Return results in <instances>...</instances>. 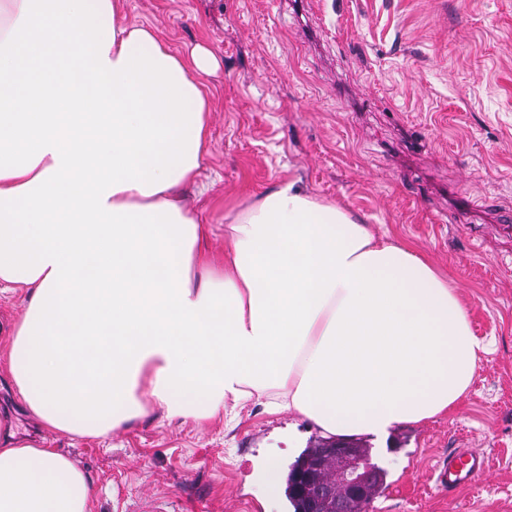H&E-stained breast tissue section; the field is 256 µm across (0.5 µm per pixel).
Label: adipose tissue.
<instances>
[{
	"label": "adipose tissue",
	"mask_w": 512,
	"mask_h": 512,
	"mask_svg": "<svg viewBox=\"0 0 512 512\" xmlns=\"http://www.w3.org/2000/svg\"><path fill=\"white\" fill-rule=\"evenodd\" d=\"M124 0H0V288L36 428L105 436L262 402L327 436H386L457 406L485 347L447 278L291 180L224 226L185 197L216 68ZM87 473L0 425V512H92Z\"/></svg>",
	"instance_id": "adipose-tissue-1"
}]
</instances>
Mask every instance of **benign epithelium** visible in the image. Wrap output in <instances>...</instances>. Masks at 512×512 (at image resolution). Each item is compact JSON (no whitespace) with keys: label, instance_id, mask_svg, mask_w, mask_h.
<instances>
[{"label":"benign epithelium","instance_id":"7a95c632","mask_svg":"<svg viewBox=\"0 0 512 512\" xmlns=\"http://www.w3.org/2000/svg\"><path fill=\"white\" fill-rule=\"evenodd\" d=\"M324 454L341 464L336 485L326 487L306 472L296 475L293 489L297 497L308 503V512H350V507L364 506L370 499L375 469L369 460L352 446L331 441Z\"/></svg>","mask_w":512,"mask_h":512}]
</instances>
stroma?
<instances>
[{"instance_id":"stroma-1","label":"stroma","mask_w":512,"mask_h":512,"mask_svg":"<svg viewBox=\"0 0 512 512\" xmlns=\"http://www.w3.org/2000/svg\"><path fill=\"white\" fill-rule=\"evenodd\" d=\"M125 20L220 63L198 202L214 250L226 216L298 181L425 258L490 346L457 409L371 445L387 486L367 512H512V0H127ZM291 424L320 441L253 404L232 421L155 410L105 437L40 436L89 475L92 512H290L251 475L299 456L279 436ZM452 448L488 466L450 496L432 466Z\"/></svg>"}]
</instances>
